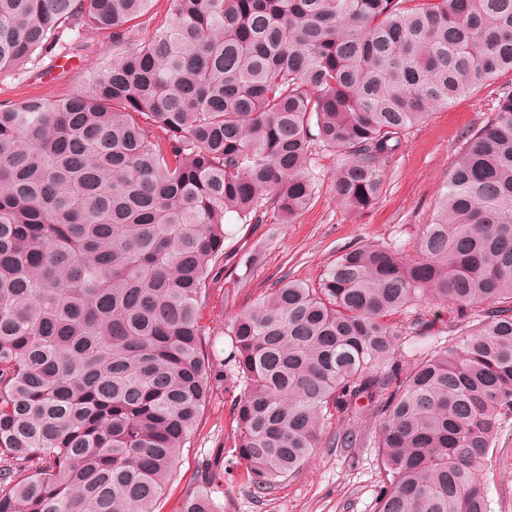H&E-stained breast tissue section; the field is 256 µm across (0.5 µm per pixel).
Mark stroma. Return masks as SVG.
<instances>
[{"mask_svg":"<svg viewBox=\"0 0 512 512\" xmlns=\"http://www.w3.org/2000/svg\"><path fill=\"white\" fill-rule=\"evenodd\" d=\"M80 42L81 50L69 57L41 58L0 71V103L82 91L96 65L111 59L112 44L86 29L80 33ZM510 93L512 72H504L448 107L431 112L405 135L398 153L386 163L380 193L366 209L355 211L336 200L333 175L342 159L318 145L310 169L315 193L294 223L279 224L270 218L245 224L227 215L231 237L225 244L224 271L212 286L203 320L206 351L222 363L224 380L212 392L158 512H178L202 463L234 446L233 405L243 390L228 359L231 346L225 334L234 315L282 278L318 281L327 266L359 243L386 242L411 250L421 226L432 221L462 133L491 118L500 98ZM256 248L264 251V260L247 270L239 268L240 257ZM424 311L432 325L424 336L404 345L401 362L458 340L449 328L447 309L430 302ZM381 422L376 408L362 409L356 422L358 447L320 448L300 472L269 492L258 494L249 485L225 481L224 512H375L384 479L375 446ZM479 474L489 512H512V420L498 429Z\"/></svg>","mask_w":512,"mask_h":512,"instance_id":"1","label":"stroma"}]
</instances>
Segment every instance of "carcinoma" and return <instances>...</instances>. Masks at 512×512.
Returning <instances> with one entry per match:
<instances>
[{
  "label": "carcinoma",
  "mask_w": 512,
  "mask_h": 512,
  "mask_svg": "<svg viewBox=\"0 0 512 512\" xmlns=\"http://www.w3.org/2000/svg\"><path fill=\"white\" fill-rule=\"evenodd\" d=\"M0 0V70L112 42L78 93L0 104V512H156L213 386L201 312L224 217L380 193L405 133L512 72V0ZM448 306L463 339L396 364ZM404 316L408 328L395 322ZM243 391L229 465L262 494L334 416L383 417L377 512H487L512 418V95L463 139L412 252L367 242L283 278L227 325ZM179 512H224L204 465Z\"/></svg>",
  "instance_id": "obj_1"
}]
</instances>
